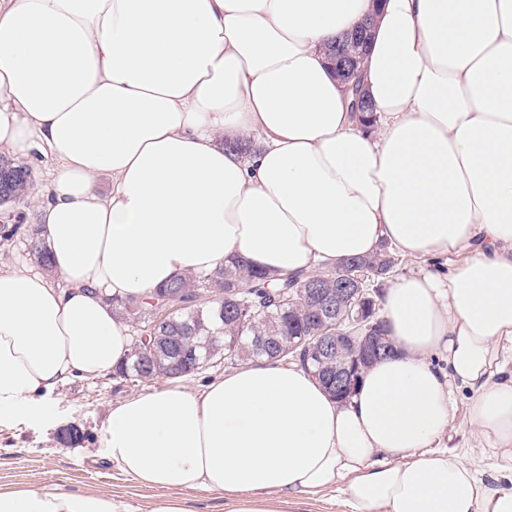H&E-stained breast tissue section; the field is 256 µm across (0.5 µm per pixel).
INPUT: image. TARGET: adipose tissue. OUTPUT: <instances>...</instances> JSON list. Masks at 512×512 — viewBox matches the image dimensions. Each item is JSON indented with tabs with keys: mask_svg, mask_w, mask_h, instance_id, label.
Instances as JSON below:
<instances>
[{
	"mask_svg": "<svg viewBox=\"0 0 512 512\" xmlns=\"http://www.w3.org/2000/svg\"><path fill=\"white\" fill-rule=\"evenodd\" d=\"M368 18L366 124L327 50ZM35 150L55 162L37 223L63 285L0 269L1 420L125 360L109 297L388 245L424 265L381 288L394 354L347 401L256 360L112 405L104 446L163 490L150 512H192L199 489L284 512L331 488L348 512H512V0H0V151ZM463 391L464 455L445 443ZM0 512L136 510L43 483L0 488Z\"/></svg>",
	"mask_w": 512,
	"mask_h": 512,
	"instance_id": "ef3b65f1",
	"label": "adipose tissue"
}]
</instances>
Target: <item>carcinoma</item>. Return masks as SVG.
<instances>
[{"label":"carcinoma","mask_w":512,"mask_h":512,"mask_svg":"<svg viewBox=\"0 0 512 512\" xmlns=\"http://www.w3.org/2000/svg\"><path fill=\"white\" fill-rule=\"evenodd\" d=\"M226 149L248 156L253 141L224 140ZM36 185L33 168L11 156L0 155V206L26 200ZM25 234L38 262L50 270L47 252L38 247L37 228L24 223L14 210L0 221V240L9 242ZM401 263L387 249L352 257L314 274H283L272 282L268 274L243 257L222 263L208 275L182 273L145 298L111 299L112 311L130 323L139 340L145 361L128 359L112 377L151 383L171 377H188L207 368H232L249 360H294L318 371L315 359L302 361L301 348L288 350L292 342H315L320 336L333 337L343 329L339 318L319 313L309 285L320 282L330 288L347 277L353 265L374 269L368 282L369 324L384 334L378 303L380 287Z\"/></svg>","instance_id":"cac0c4a2"}]
</instances>
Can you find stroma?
<instances>
[{"instance_id":"obj_1","label":"stroma","mask_w":512,"mask_h":512,"mask_svg":"<svg viewBox=\"0 0 512 512\" xmlns=\"http://www.w3.org/2000/svg\"><path fill=\"white\" fill-rule=\"evenodd\" d=\"M143 389V384L109 376L76 379L46 399L44 418L0 424V486L50 482L64 493L100 492L149 508L159 491L120 473L102 445L112 403ZM67 429L78 431L80 441H62Z\"/></svg>"}]
</instances>
